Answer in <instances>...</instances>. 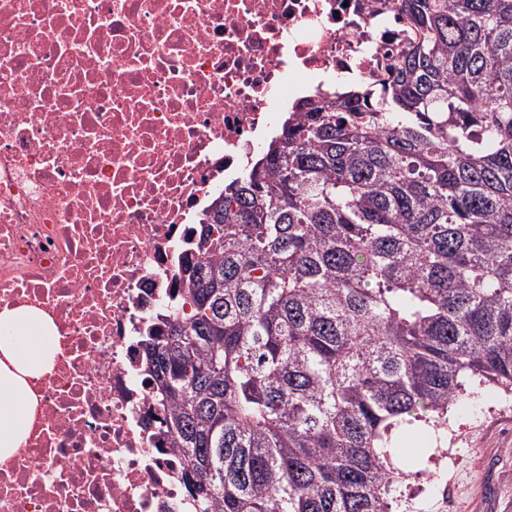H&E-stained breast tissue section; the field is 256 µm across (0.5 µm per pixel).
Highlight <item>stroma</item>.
<instances>
[{"mask_svg":"<svg viewBox=\"0 0 512 512\" xmlns=\"http://www.w3.org/2000/svg\"><path fill=\"white\" fill-rule=\"evenodd\" d=\"M448 441L421 434L401 445L420 471L404 490L422 512H512V402L487 401L475 417L449 414Z\"/></svg>","mask_w":512,"mask_h":512,"instance_id":"1","label":"stroma"}]
</instances>
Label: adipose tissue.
Here are the masks:
<instances>
[{"label":"adipose tissue","instance_id":"adipose-tissue-1","mask_svg":"<svg viewBox=\"0 0 512 512\" xmlns=\"http://www.w3.org/2000/svg\"><path fill=\"white\" fill-rule=\"evenodd\" d=\"M56 351L50 319L27 307L0 310V456L27 437L33 417L27 380L49 372Z\"/></svg>","mask_w":512,"mask_h":512}]
</instances>
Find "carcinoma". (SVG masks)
Here are the masks:
<instances>
[{
	"instance_id": "cac0c4a2",
	"label": "carcinoma",
	"mask_w": 512,
	"mask_h": 512,
	"mask_svg": "<svg viewBox=\"0 0 512 512\" xmlns=\"http://www.w3.org/2000/svg\"><path fill=\"white\" fill-rule=\"evenodd\" d=\"M370 2L407 42L224 186L145 345L198 512H393L406 426L512 395V0Z\"/></svg>"
}]
</instances>
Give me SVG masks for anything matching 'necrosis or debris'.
Wrapping results in <instances>:
<instances>
[{
  "label": "necrosis or debris",
  "mask_w": 512,
  "mask_h": 512,
  "mask_svg": "<svg viewBox=\"0 0 512 512\" xmlns=\"http://www.w3.org/2000/svg\"><path fill=\"white\" fill-rule=\"evenodd\" d=\"M364 2L0 0V310L59 335L0 512H195L143 348L280 108L403 44Z\"/></svg>",
  "instance_id": "1"
}]
</instances>
